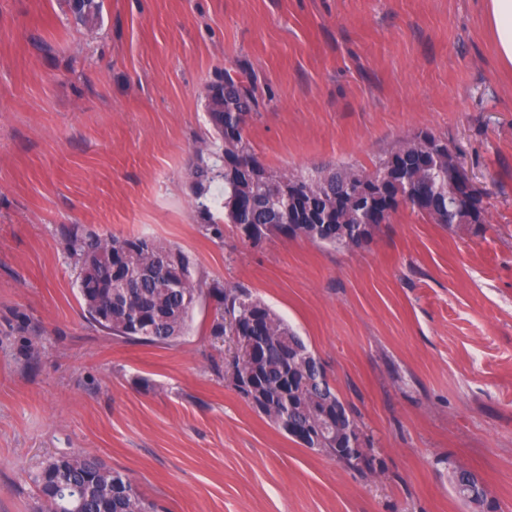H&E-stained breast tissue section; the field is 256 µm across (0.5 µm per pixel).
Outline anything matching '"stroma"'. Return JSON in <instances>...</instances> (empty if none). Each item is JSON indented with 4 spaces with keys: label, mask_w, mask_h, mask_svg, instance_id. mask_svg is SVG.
I'll use <instances>...</instances> for the list:
<instances>
[{
    "label": "stroma",
    "mask_w": 512,
    "mask_h": 512,
    "mask_svg": "<svg viewBox=\"0 0 512 512\" xmlns=\"http://www.w3.org/2000/svg\"><path fill=\"white\" fill-rule=\"evenodd\" d=\"M0 0V512L85 450L158 512H512V71L485 0ZM255 83L271 169L372 159L430 131L483 194L484 231L399 211L334 250L200 230L186 170L206 92ZM178 245L303 338L371 443L363 470L279 431L235 390L211 299L173 345L126 343L79 302L64 227ZM488 490L463 500L454 470Z\"/></svg>",
    "instance_id": "stroma-1"
}]
</instances>
